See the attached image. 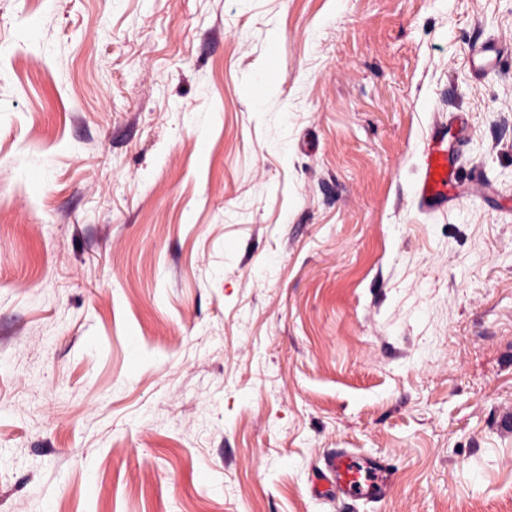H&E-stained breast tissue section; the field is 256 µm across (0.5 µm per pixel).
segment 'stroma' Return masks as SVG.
<instances>
[{
	"label": "stroma",
	"instance_id": "1",
	"mask_svg": "<svg viewBox=\"0 0 512 512\" xmlns=\"http://www.w3.org/2000/svg\"><path fill=\"white\" fill-rule=\"evenodd\" d=\"M0 196V512H512V0H0ZM502 54L500 43L494 40H485L469 47L472 65L479 74L496 68ZM458 170L456 155L448 151V131L437 124L421 153L417 184L420 202L427 208L448 207L459 186ZM318 485L336 497L350 499L383 498L392 473L380 458L361 461L349 452H339L324 459L317 470Z\"/></svg>",
	"mask_w": 512,
	"mask_h": 512
}]
</instances>
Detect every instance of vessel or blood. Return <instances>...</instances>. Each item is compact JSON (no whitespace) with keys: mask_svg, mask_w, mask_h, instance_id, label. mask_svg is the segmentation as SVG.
I'll return each instance as SVG.
<instances>
[{"mask_svg":"<svg viewBox=\"0 0 512 512\" xmlns=\"http://www.w3.org/2000/svg\"><path fill=\"white\" fill-rule=\"evenodd\" d=\"M502 54L500 43L493 40L469 48L472 65L480 74L496 68ZM446 126H434L421 153L417 193L428 208L447 206L459 186V165L455 154L448 149ZM317 480L319 486L333 495L371 500L386 495L392 473L382 459L362 460L343 451L325 458L317 470Z\"/></svg>","mask_w":512,"mask_h":512,"instance_id":"b4317fda","label":"vessel or blood"}]
</instances>
